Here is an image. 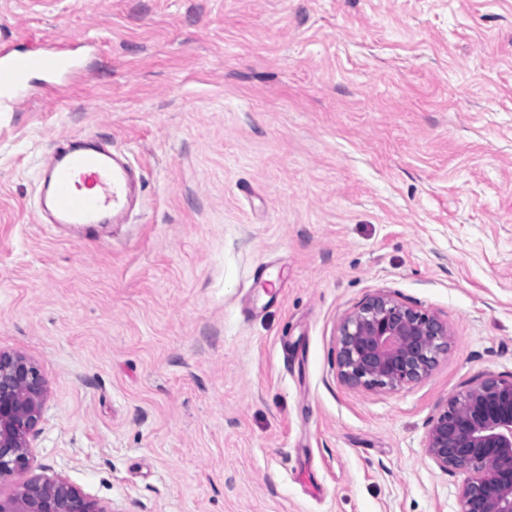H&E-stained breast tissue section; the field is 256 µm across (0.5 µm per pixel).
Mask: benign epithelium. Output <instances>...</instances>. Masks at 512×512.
<instances>
[{
	"label": "benign epithelium",
	"mask_w": 512,
	"mask_h": 512,
	"mask_svg": "<svg viewBox=\"0 0 512 512\" xmlns=\"http://www.w3.org/2000/svg\"><path fill=\"white\" fill-rule=\"evenodd\" d=\"M448 327L386 295L344 318L338 368L352 387L397 389L425 378L448 348ZM46 379L18 352L0 351V481L33 469ZM426 448L449 474H462L460 512H512V376L486 375L452 396L429 422ZM0 512H107L59 475H33Z\"/></svg>",
	"instance_id": "1"
}]
</instances>
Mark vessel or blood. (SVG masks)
Masks as SVG:
<instances>
[{
	"label": "vessel or blood",
	"mask_w": 512,
	"mask_h": 512,
	"mask_svg": "<svg viewBox=\"0 0 512 512\" xmlns=\"http://www.w3.org/2000/svg\"><path fill=\"white\" fill-rule=\"evenodd\" d=\"M84 46L77 36L64 49L1 48L0 112L14 110L27 97L32 75L62 83L81 75ZM39 183V209L56 224L121 223L135 194L133 168L125 155L83 136L55 149L40 170Z\"/></svg>",
	"instance_id": "1"
}]
</instances>
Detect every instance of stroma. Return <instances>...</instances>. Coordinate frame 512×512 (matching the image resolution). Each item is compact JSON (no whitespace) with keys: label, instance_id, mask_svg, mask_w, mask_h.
Masks as SVG:
<instances>
[{"label":"stroma","instance_id":"1","mask_svg":"<svg viewBox=\"0 0 512 512\" xmlns=\"http://www.w3.org/2000/svg\"><path fill=\"white\" fill-rule=\"evenodd\" d=\"M91 43L0 112V349L47 396L34 465L108 512H459L428 422L512 375V0H0V43ZM110 140L127 224L42 223L38 160ZM384 294L451 336L339 377ZM338 368L352 387L397 389L425 378L448 348V327L386 295L369 297L338 330Z\"/></svg>","mask_w":512,"mask_h":512}]
</instances>
